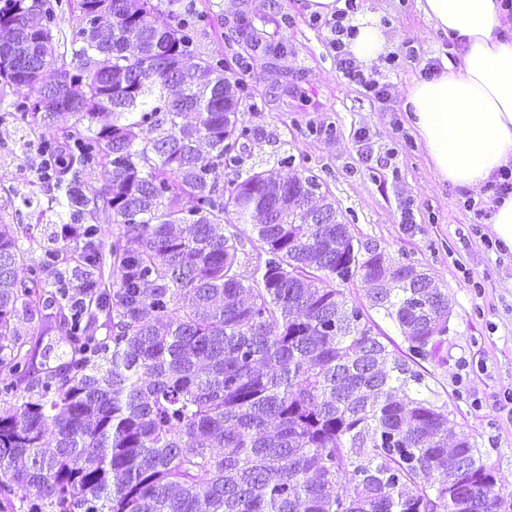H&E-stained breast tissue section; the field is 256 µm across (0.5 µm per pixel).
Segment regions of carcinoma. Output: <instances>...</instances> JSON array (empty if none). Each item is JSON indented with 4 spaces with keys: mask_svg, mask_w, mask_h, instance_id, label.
I'll list each match as a JSON object with an SVG mask.
<instances>
[{
    "mask_svg": "<svg viewBox=\"0 0 512 512\" xmlns=\"http://www.w3.org/2000/svg\"><path fill=\"white\" fill-rule=\"evenodd\" d=\"M162 2L0 0V87L39 135L51 208L80 225L20 278L21 225L0 224V495L25 491L27 512H512L426 392L423 363L447 364L441 288L363 252L312 170L243 174L251 92L193 52L202 15L156 24ZM101 208L109 241L86 223ZM62 264L72 279L49 283ZM21 309L42 317L31 340ZM56 330L69 358L50 367Z\"/></svg>",
    "mask_w": 512,
    "mask_h": 512,
    "instance_id": "carcinoma-1",
    "label": "carcinoma"
}]
</instances>
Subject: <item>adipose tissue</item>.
I'll return each instance as SVG.
<instances>
[{
  "mask_svg": "<svg viewBox=\"0 0 512 512\" xmlns=\"http://www.w3.org/2000/svg\"><path fill=\"white\" fill-rule=\"evenodd\" d=\"M456 57L414 81L403 102L441 180L473 193L512 169V0H417ZM351 53L365 66L390 43L374 11L358 12Z\"/></svg>",
  "mask_w": 512,
  "mask_h": 512,
  "instance_id": "adipose-tissue-1",
  "label": "adipose tissue"
}]
</instances>
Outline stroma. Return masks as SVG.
Wrapping results in <instances>:
<instances>
[{"label":"stroma","instance_id":"1","mask_svg":"<svg viewBox=\"0 0 512 512\" xmlns=\"http://www.w3.org/2000/svg\"><path fill=\"white\" fill-rule=\"evenodd\" d=\"M205 11L195 50L223 57L231 77L253 90L245 121L252 130L244 171L293 176L277 159L305 158L326 181L336 206L362 240L424 268L448 299V363L428 366L425 381L447 404L455 430L467 432L499 484L512 490V251L468 196L439 180L424 144L409 126L402 95L421 79L418 65H381L387 105L365 97L336 70L326 29L312 25L308 0H164L158 24L188 5ZM392 54L414 47L443 59L450 39L430 25L416 0H377ZM252 19L267 39L286 46L278 60L249 55L236 17ZM0 105V223H23L19 275L40 265L46 249L64 244L50 208L53 184L37 180V139ZM43 210L41 223L32 210Z\"/></svg>","mask_w":512,"mask_h":512}]
</instances>
